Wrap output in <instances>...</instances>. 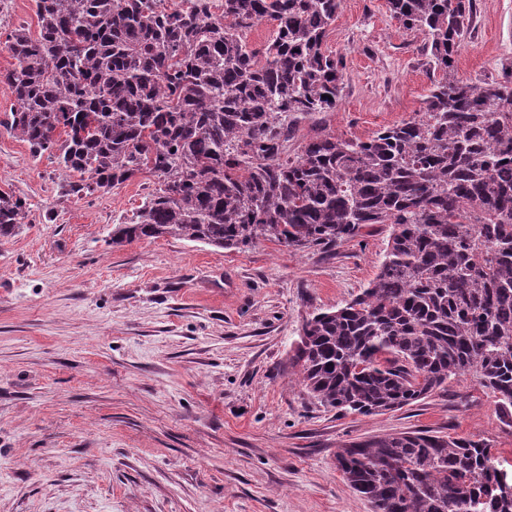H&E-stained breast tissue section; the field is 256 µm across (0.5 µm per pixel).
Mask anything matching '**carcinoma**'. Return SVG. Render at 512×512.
I'll return each instance as SVG.
<instances>
[{"instance_id":"obj_1","label":"carcinoma","mask_w":512,"mask_h":512,"mask_svg":"<svg viewBox=\"0 0 512 512\" xmlns=\"http://www.w3.org/2000/svg\"><path fill=\"white\" fill-rule=\"evenodd\" d=\"M33 2L38 36L6 32L0 125L55 158L68 199L157 176L112 245L330 251L387 224L375 278L304 320L288 368L344 414L402 408L463 374L512 411V68L455 78L476 0H388L427 38L424 111L365 141L319 133L293 155L298 122L343 90L344 58L324 49L340 0ZM262 21L273 35L252 48ZM29 214L0 191V237ZM336 468L374 512H512V476L483 440L373 437L339 449Z\"/></svg>"}]
</instances>
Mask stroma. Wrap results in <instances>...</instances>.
<instances>
[{"label":"stroma","mask_w":512,"mask_h":512,"mask_svg":"<svg viewBox=\"0 0 512 512\" xmlns=\"http://www.w3.org/2000/svg\"><path fill=\"white\" fill-rule=\"evenodd\" d=\"M424 43L386 0H341L326 46L346 63L342 96L298 123L289 152L320 130L366 140L415 117L431 86ZM510 64L512 0H476L457 78ZM55 169L0 127V190L30 205L0 237V512H372L336 452L401 432L487 441L512 474V418L472 376L341 416L288 372L303 318L374 279L388 225L330 254L170 236L115 246L113 224L154 177L77 201Z\"/></svg>","instance_id":"35a3bbf8"}]
</instances>
